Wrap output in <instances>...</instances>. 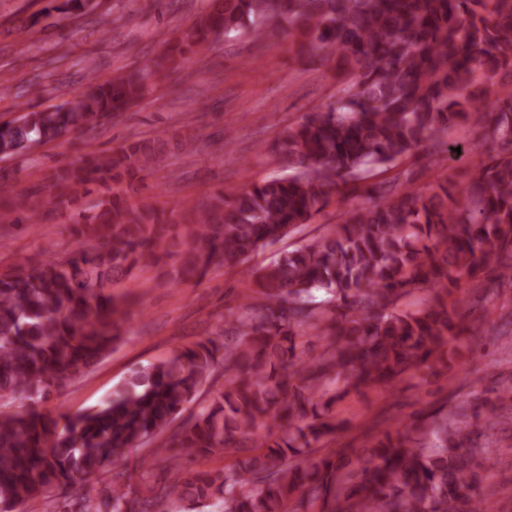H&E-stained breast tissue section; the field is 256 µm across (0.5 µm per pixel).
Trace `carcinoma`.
I'll list each match as a JSON object with an SVG mask.
<instances>
[{"instance_id": "1", "label": "carcinoma", "mask_w": 512, "mask_h": 512, "mask_svg": "<svg viewBox=\"0 0 512 512\" xmlns=\"http://www.w3.org/2000/svg\"><path fill=\"white\" fill-rule=\"evenodd\" d=\"M242 29L257 39L284 31L300 56L334 71L336 99L270 147L290 173L215 194L181 236L163 213L120 192L86 209L78 194L151 168L161 153L155 142L90 153L57 171L40 194L0 200V228L81 210L67 257L0 270V404L44 402L111 348L125 314V297L113 288L133 270L173 252L181 256L175 283L234 267L460 120L491 148L463 185L444 180L349 208L261 268L254 296L230 319L232 339L201 340L134 370L95 409L0 410V512H28L40 501L62 512H151L168 496L187 512H204L214 499L224 512H484L473 494L486 453L478 439L507 424L493 404L387 432L365 456L343 449L310 466L297 458L339 429V397L444 361L464 331L448 303L453 289L483 290L479 274L512 260V88L484 87L512 74V0H213L186 37L141 69L103 83L92 77L72 100L1 120L0 157L72 130L95 131L179 67L190 48ZM306 329L327 340L317 356L296 342ZM220 359L224 384L163 450L222 453L233 463L159 489H126L118 461L162 434ZM183 455H170L175 468ZM107 471V493L85 497L84 483Z\"/></svg>"}]
</instances>
